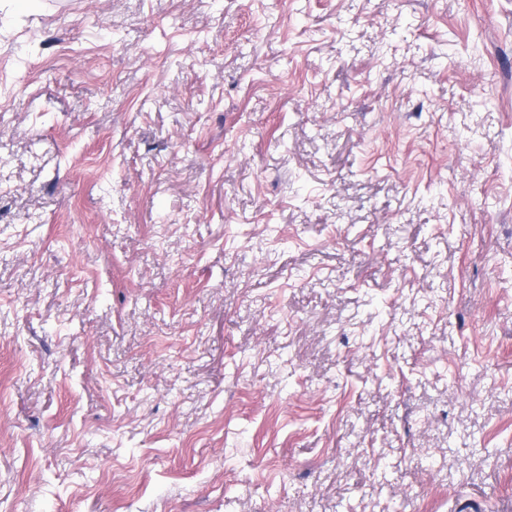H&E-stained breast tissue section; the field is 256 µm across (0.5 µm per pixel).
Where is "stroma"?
I'll use <instances>...</instances> for the list:
<instances>
[{"label":"stroma","mask_w":512,"mask_h":512,"mask_svg":"<svg viewBox=\"0 0 512 512\" xmlns=\"http://www.w3.org/2000/svg\"><path fill=\"white\" fill-rule=\"evenodd\" d=\"M0 512H512V0H0Z\"/></svg>","instance_id":"obj_1"}]
</instances>
